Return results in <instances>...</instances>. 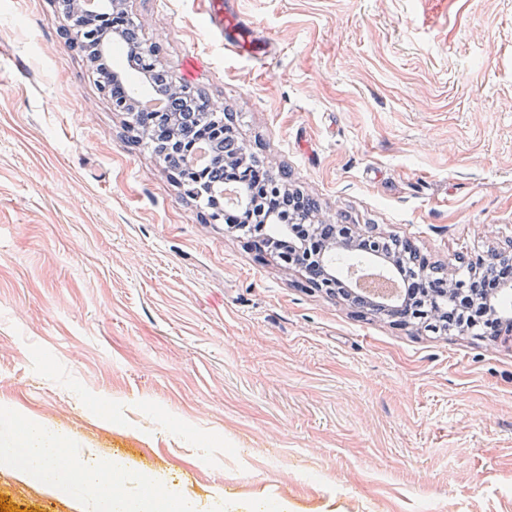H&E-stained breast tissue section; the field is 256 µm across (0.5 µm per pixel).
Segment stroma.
<instances>
[{"label":"stroma","instance_id":"obj_1","mask_svg":"<svg viewBox=\"0 0 512 512\" xmlns=\"http://www.w3.org/2000/svg\"><path fill=\"white\" fill-rule=\"evenodd\" d=\"M126 0L267 169L427 262L512 238V0ZM53 0H0V435L49 422L201 512H512V332L350 307L210 221L134 142ZM16 512L77 494L0 465ZM234 0H208L210 20L224 33V48L241 56L261 55L266 52L253 35L249 23L234 9Z\"/></svg>","mask_w":512,"mask_h":512}]
</instances>
